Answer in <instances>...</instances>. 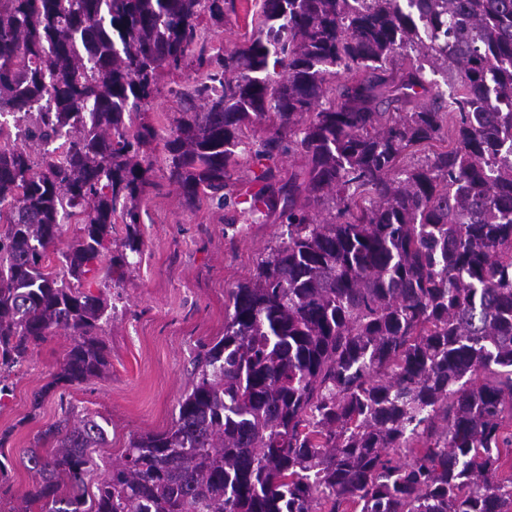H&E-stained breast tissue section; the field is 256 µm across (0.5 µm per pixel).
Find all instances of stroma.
<instances>
[{
  "label": "stroma",
  "mask_w": 512,
  "mask_h": 512,
  "mask_svg": "<svg viewBox=\"0 0 512 512\" xmlns=\"http://www.w3.org/2000/svg\"><path fill=\"white\" fill-rule=\"evenodd\" d=\"M261 2L236 0V13L211 27L212 45L227 50L249 37ZM152 157L157 188L142 204V251L130 255L124 282L111 289L116 312L103 325L108 371L32 409L34 393L59 370L70 345L68 333L60 331L11 375L8 394L0 397V462L9 487L0 491V512L31 488L33 476L19 455L25 448L51 451L43 433L61 417L62 403L74 407L76 417L99 414L108 420V442L97 449L87 478L91 493L132 438L169 428L192 388V361L201 344L224 334L229 292L283 238L285 226L274 213L244 223L233 208L215 201L187 209L164 174L161 151Z\"/></svg>",
  "instance_id": "35a3bbf8"
}]
</instances>
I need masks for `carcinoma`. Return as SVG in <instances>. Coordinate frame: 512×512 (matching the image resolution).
<instances>
[{"instance_id": "carcinoma-1", "label": "carcinoma", "mask_w": 512, "mask_h": 512, "mask_svg": "<svg viewBox=\"0 0 512 512\" xmlns=\"http://www.w3.org/2000/svg\"><path fill=\"white\" fill-rule=\"evenodd\" d=\"M233 12L0 0V118L44 146L0 149V393L58 330L72 343L33 409L108 370L104 290L130 262L102 258L118 218L140 253L144 147L162 143L189 208L229 205L251 160L241 214L287 228L230 292L171 427L133 438L88 503L106 431L65 417L53 452L23 450L34 483L10 512H512V0H262L257 33L216 49L203 17ZM340 68L361 76L324 107ZM187 69L168 133L134 121ZM448 115L455 146L402 166ZM286 155L307 168L284 182ZM68 222L61 274L46 260Z\"/></svg>"}]
</instances>
